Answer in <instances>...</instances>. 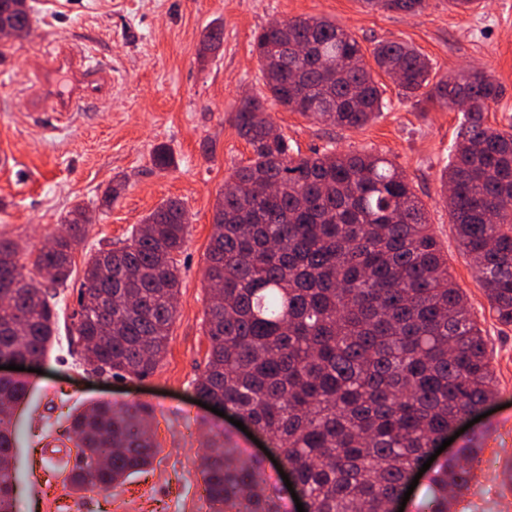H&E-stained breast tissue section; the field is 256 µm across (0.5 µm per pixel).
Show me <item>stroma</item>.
<instances>
[{
	"mask_svg": "<svg viewBox=\"0 0 512 512\" xmlns=\"http://www.w3.org/2000/svg\"><path fill=\"white\" fill-rule=\"evenodd\" d=\"M34 31L0 50V236L31 255L61 229L74 204L91 214L88 232L73 255L72 275L58 289V326L40 372H17L30 395L16 411V512H209L198 468L207 436L224 431L247 435L227 418L195 401L196 377L204 368L208 303L205 270L214 208L235 168L252 153L239 135L234 113L241 97H256L291 148L310 156L334 147L372 151L392 160L411 182L428 213L449 271L467 297L483 331L495 370L490 415L452 443L475 438L481 453L462 505L465 512H512V488L503 486L512 465V325L499 323L450 222L440 175L448 164L462 115L428 110L405 99L398 85L374 71L384 107L359 130L318 124L278 104L265 86L254 36L276 20L324 17L360 44L412 45L432 65L434 78L478 66L506 93L487 123L512 125V0H477L460 12L448 0H427L417 14L371 10L361 0H29ZM224 29L220 48L203 53L205 30ZM77 46L91 61L112 67V93L83 112L34 116L21 90L57 45ZM167 145L173 168L154 169L151 155ZM122 183L111 206L101 198ZM180 200L189 217L177 255L180 293L167 349L144 379H114L87 371L82 348L71 335L87 260L105 245L127 243L131 231L167 199ZM144 402L153 409L156 444L152 468L108 492L67 495L62 480L75 449L66 438L65 416L84 403Z\"/></svg>",
	"mask_w": 512,
	"mask_h": 512,
	"instance_id": "1",
	"label": "stroma"
}]
</instances>
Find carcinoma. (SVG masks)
<instances>
[{"label":"carcinoma","mask_w":512,"mask_h":512,"mask_svg":"<svg viewBox=\"0 0 512 512\" xmlns=\"http://www.w3.org/2000/svg\"><path fill=\"white\" fill-rule=\"evenodd\" d=\"M415 13L426 0H363ZM24 30L27 0H0ZM274 100L319 123L359 129L383 107L372 67L355 38L327 18L274 22L254 37ZM375 66L397 74L408 99L468 109L441 179L448 211L497 320L512 325V127L485 112L505 94L474 69L431 82L428 59L401 42L378 44ZM252 149L216 202L206 279L209 351L197 397L234 412L266 435L307 512H387L431 450L463 416L495 394L482 330L448 270L423 203L404 175L374 153L326 150L296 157L255 98L234 115ZM152 165H174L164 145ZM84 206L64 217L65 235L32 261L53 285L67 283L88 225ZM188 227L169 199L132 232L130 244L101 249L84 270L74 322L91 345L96 375L142 379L162 359L179 293ZM17 243L0 238V358L45 362L58 312L49 289L24 278ZM28 395L0 377V512H14L13 411ZM152 412L143 403L97 402L75 410L67 430L76 456L65 478L74 492L107 491L151 466ZM467 446L429 470L416 512H455L470 489ZM212 512H281L287 487L263 461L245 458L222 433L200 458Z\"/></svg>","instance_id":"1"}]
</instances>
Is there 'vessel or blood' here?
I'll use <instances>...</instances> for the list:
<instances>
[{"label": "vessel or blood", "instance_id": "b4317fda", "mask_svg": "<svg viewBox=\"0 0 512 512\" xmlns=\"http://www.w3.org/2000/svg\"><path fill=\"white\" fill-rule=\"evenodd\" d=\"M111 92L106 66L90 65L79 49L63 45L49 56L25 97L36 112H80Z\"/></svg>", "mask_w": 512, "mask_h": 512}]
</instances>
